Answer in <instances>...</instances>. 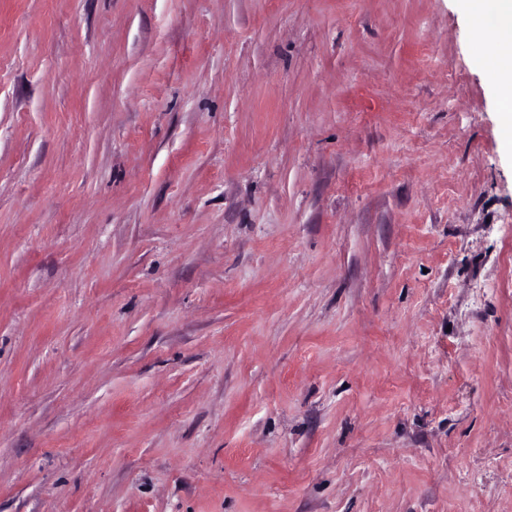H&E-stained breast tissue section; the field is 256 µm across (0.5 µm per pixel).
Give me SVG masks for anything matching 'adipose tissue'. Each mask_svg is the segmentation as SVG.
<instances>
[{
  "label": "adipose tissue",
  "mask_w": 512,
  "mask_h": 512,
  "mask_svg": "<svg viewBox=\"0 0 512 512\" xmlns=\"http://www.w3.org/2000/svg\"><path fill=\"white\" fill-rule=\"evenodd\" d=\"M478 47L494 50L500 60L496 74L504 131L512 136V0H466Z\"/></svg>",
  "instance_id": "obj_1"
}]
</instances>
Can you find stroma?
<instances>
[{"label":"stroma","mask_w":512,"mask_h":512,"mask_svg":"<svg viewBox=\"0 0 512 512\" xmlns=\"http://www.w3.org/2000/svg\"><path fill=\"white\" fill-rule=\"evenodd\" d=\"M463 0H0V512H512V139Z\"/></svg>","instance_id":"35a3bbf8"}]
</instances>
